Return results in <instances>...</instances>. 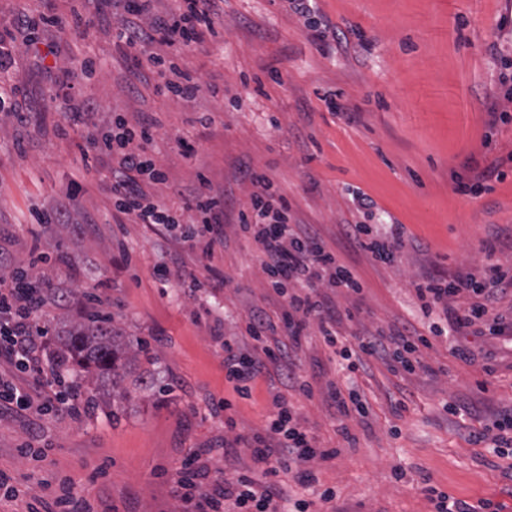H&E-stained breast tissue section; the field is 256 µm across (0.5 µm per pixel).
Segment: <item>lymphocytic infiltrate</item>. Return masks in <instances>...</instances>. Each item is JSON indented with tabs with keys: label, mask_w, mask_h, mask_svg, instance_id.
I'll return each mask as SVG.
<instances>
[{
	"label": "lymphocytic infiltrate",
	"mask_w": 512,
	"mask_h": 512,
	"mask_svg": "<svg viewBox=\"0 0 512 512\" xmlns=\"http://www.w3.org/2000/svg\"><path fill=\"white\" fill-rule=\"evenodd\" d=\"M220 0H182L178 11L154 19L149 25L128 23L117 34L127 49L147 55L164 88L182 98L194 97L200 90L176 65L167 64L152 48L160 44L172 49L201 44L216 37L214 18ZM87 140L99 153L112 159L110 192L117 213L133 217L137 223L163 225L174 230L180 242L211 257L224 244V195L213 191L207 180L185 193H179L178 205L147 195L133 182V175L161 183L165 173L157 166L148 147L153 140V126L129 125L124 117H116L111 126L90 128ZM253 186L249 210L240 212L238 228L253 238L258 246L265 285L284 300L280 324L269 322L262 312L249 316L246 331L254 342L247 352L232 343L224 345V376L240 394H247L253 382L278 375L283 384L311 396L312 387L299 373L290 352L297 348L310 324H317L325 344L346 361L349 371H357L355 353L380 356L399 364L409 373L422 368L417 346L408 329H394L389 335L367 336L350 342L336 332V318L328 308L323 291L343 288L356 293L359 282L346 266L336 261L312 234L296 231L288 222V204L274 199L272 184L266 175L250 173ZM409 240L402 224L385 225L373 232L365 224L350 225L348 244L371 253L376 259L391 263ZM512 283L505 280L499 266L487 264L481 274H467L448 281L428 279L419 283L415 292L424 316L448 307L449 299L469 294L471 303L463 312L453 313L447 325L431 319L429 330L437 336L461 335L479 324H487L493 335L504 333L502 316L496 305ZM51 295L50 288L32 280L25 272L13 271L0 280V358H5L20 373L32 378L35 386L46 387L61 380L62 368L54 366L46 352L37 325L38 316ZM284 330L286 338L276 346L266 339L276 330ZM226 451H249L254 469L224 476L201 464L199 455L184 460L176 471L173 494L187 503V512H279L287 502L289 490L283 481L291 478L300 486L318 489L322 503L336 497L334 488H321L318 464L331 461L335 449L320 446L313 433L303 424L297 410L286 399L274 401L263 430L237 435L225 442Z\"/></svg>",
	"instance_id": "lymphocytic-infiltrate-1"
}]
</instances>
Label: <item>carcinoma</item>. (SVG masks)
Masks as SVG:
<instances>
[{
  "mask_svg": "<svg viewBox=\"0 0 512 512\" xmlns=\"http://www.w3.org/2000/svg\"><path fill=\"white\" fill-rule=\"evenodd\" d=\"M148 350L139 347L129 351L119 328L111 318L91 313L75 323L60 336L57 360L70 364L76 377L86 387L103 380L112 382V391L125 395L121 384L130 370Z\"/></svg>",
  "mask_w": 512,
  "mask_h": 512,
  "instance_id": "1",
  "label": "carcinoma"
}]
</instances>
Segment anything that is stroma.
<instances>
[{
  "instance_id": "obj_1",
  "label": "stroma",
  "mask_w": 512,
  "mask_h": 512,
  "mask_svg": "<svg viewBox=\"0 0 512 512\" xmlns=\"http://www.w3.org/2000/svg\"><path fill=\"white\" fill-rule=\"evenodd\" d=\"M334 35L325 43L293 15L285 0H224L218 36L182 51L181 69L199 84L195 97L160 93L147 55L119 45L124 0H0V26L34 23L18 37L14 66L0 80L17 89L15 109L0 112V252L11 266L42 253L35 270L66 296L47 304L39 324L50 344L64 320L105 309L129 345L148 343L154 389L125 380V397L96 385L92 409L73 418L55 409L0 414V471L12 478L13 498L0 512H29L70 481L95 512H183L171 492L172 470L202 451L210 469L233 474L251 467L249 453L225 454V439L262 429L272 408L267 379L242 396L224 377V349L213 336L250 346L244 322L254 308L279 320L283 301L267 290L258 247L235 230L250 203L246 171L266 174L286 198L297 223L354 271L360 295L329 294L345 337L408 327L426 336L422 370H391L378 357L347 375L310 326L294 353L311 396L281 388L322 446L337 449L318 465L336 491L334 512H431L422 488L431 484L469 503L491 500L512 512V471L486 443L469 435L493 428L512 409V335L434 336L415 285L479 272L484 246L512 276V113L500 94L503 62L512 63V27L499 25L512 0H314ZM91 24L74 28L72 12ZM62 18L51 26L47 17ZM94 62L84 76L76 63ZM94 100L92 118L81 117ZM344 104L341 112L328 103ZM154 123L150 149L165 172L162 184L141 181L147 194L173 203L176 192L208 179L233 195L224 206L225 241L207 260L158 228L117 217L108 187L110 158L85 140L87 122L104 127L113 115ZM184 137L194 150L175 145ZM503 178L481 192L459 182L486 167ZM79 196L68 229L44 228L42 214L69 190ZM376 203L358 211L353 196ZM397 222L419 239L384 264L347 247L348 225ZM168 266L167 281L154 269ZM228 280L209 289L213 270ZM191 272L202 287L184 292ZM471 357H455L454 346ZM360 391L368 417L330 408L328 381ZM230 401L229 413L215 411ZM461 407L450 414L449 405ZM232 416L234 427L224 425ZM349 436H342L341 427Z\"/></svg>"
}]
</instances>
